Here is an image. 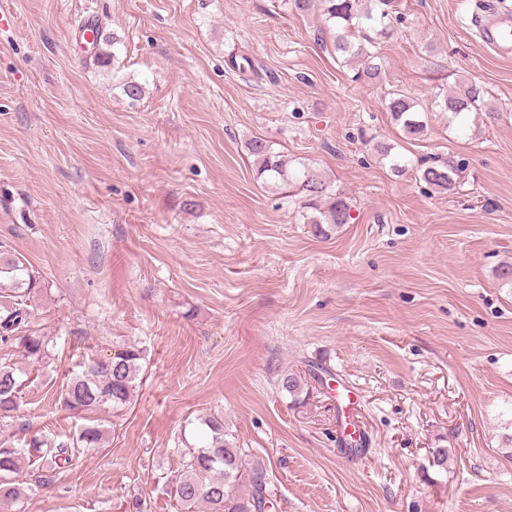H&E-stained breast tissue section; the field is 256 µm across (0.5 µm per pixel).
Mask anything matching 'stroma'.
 <instances>
[{"mask_svg": "<svg viewBox=\"0 0 512 512\" xmlns=\"http://www.w3.org/2000/svg\"><path fill=\"white\" fill-rule=\"evenodd\" d=\"M476 2L394 0L373 80L289 0H0V251L34 270L51 339L0 442L74 433L58 399L86 356L147 349L103 447L46 486L14 475L0 512H174L179 455L216 415L266 469L271 512H512V58L472 39ZM91 18L118 39L111 66L81 38ZM471 83L488 108L464 127L429 109ZM393 93L426 107L424 136L404 137ZM256 136L322 173L349 223L316 236L299 196L257 179ZM436 158L460 168L450 192L419 176ZM340 385L366 422L357 457Z\"/></svg>", "mask_w": 512, "mask_h": 512, "instance_id": "1", "label": "stroma"}]
</instances>
